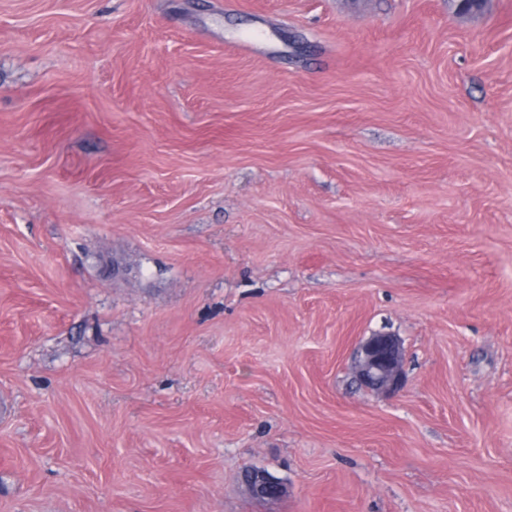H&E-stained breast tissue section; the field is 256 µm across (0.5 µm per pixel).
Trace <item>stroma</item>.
Instances as JSON below:
<instances>
[{
  "mask_svg": "<svg viewBox=\"0 0 512 512\" xmlns=\"http://www.w3.org/2000/svg\"><path fill=\"white\" fill-rule=\"evenodd\" d=\"M0 512H512V0H0ZM404 353L398 337L377 333L363 340L353 360L356 380L370 390L394 394L404 385ZM251 493L260 499H277L285 494L282 484L261 470H251L247 475Z\"/></svg>",
  "mask_w": 512,
  "mask_h": 512,
  "instance_id": "1",
  "label": "stroma"
}]
</instances>
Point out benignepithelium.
<instances>
[{
    "label": "benign epithelium",
    "mask_w": 512,
    "mask_h": 512,
    "mask_svg": "<svg viewBox=\"0 0 512 512\" xmlns=\"http://www.w3.org/2000/svg\"><path fill=\"white\" fill-rule=\"evenodd\" d=\"M404 353L398 337L377 333L363 340L353 360L356 380L370 390L394 394L404 385ZM251 493L260 499H277L285 494L282 484L261 470L247 475Z\"/></svg>",
    "instance_id": "7a95c632"
}]
</instances>
